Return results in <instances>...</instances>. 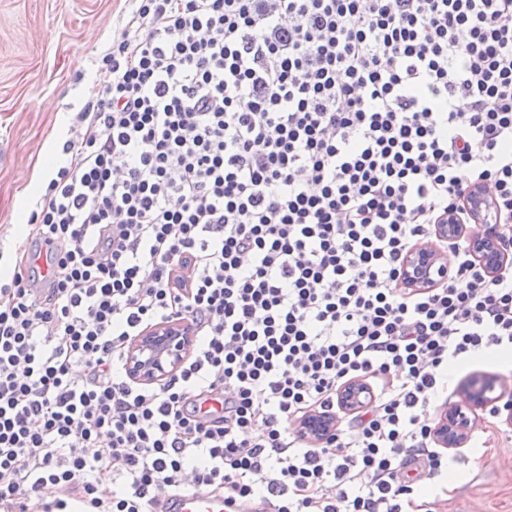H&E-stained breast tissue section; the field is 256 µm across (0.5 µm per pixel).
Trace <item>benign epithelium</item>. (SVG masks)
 Instances as JSON below:
<instances>
[{
  "label": "benign epithelium",
  "instance_id": "benign-epithelium-1",
  "mask_svg": "<svg viewBox=\"0 0 512 512\" xmlns=\"http://www.w3.org/2000/svg\"><path fill=\"white\" fill-rule=\"evenodd\" d=\"M480 230L467 236L469 251L475 256L485 273L494 278L505 268L507 256L488 225L474 216ZM444 275L440 257L431 248L420 246L406 256L403 264L405 283L417 286L428 282L432 276ZM193 334L181 321L161 323L136 337L127 353V369L133 380L158 383L180 367L192 347ZM368 399L367 387L361 381L348 384L339 392V407L345 412L357 409ZM494 409L503 422L512 425V389L496 377L471 380L458 395L457 402L440 410L432 429L434 442L441 448H462L468 442L469 425L477 411ZM334 420L320 415L304 423V430L319 439L333 431Z\"/></svg>",
  "mask_w": 512,
  "mask_h": 512
}]
</instances>
